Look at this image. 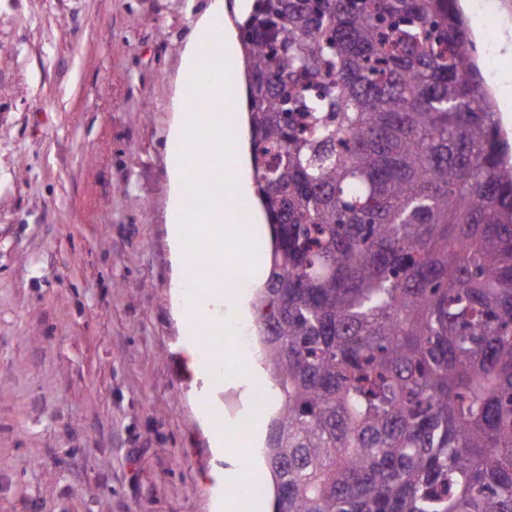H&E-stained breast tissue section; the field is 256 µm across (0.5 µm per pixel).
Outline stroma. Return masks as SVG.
I'll list each match as a JSON object with an SVG mask.
<instances>
[{
    "label": "stroma",
    "instance_id": "35a3bbf8",
    "mask_svg": "<svg viewBox=\"0 0 512 512\" xmlns=\"http://www.w3.org/2000/svg\"><path fill=\"white\" fill-rule=\"evenodd\" d=\"M213 0H0V512H214L258 362L192 373L166 145ZM493 99L512 0H464ZM212 441L216 452L224 456V462L229 463L233 469H236L234 473L245 471L251 466L252 462L247 453L238 452L230 455L226 454V448L230 447L229 440L226 436V432L224 431L223 423H217L214 425Z\"/></svg>",
    "mask_w": 512,
    "mask_h": 512
}]
</instances>
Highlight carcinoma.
I'll use <instances>...</instances> for the list:
<instances>
[{
    "instance_id": "cac0c4a2",
    "label": "carcinoma",
    "mask_w": 512,
    "mask_h": 512,
    "mask_svg": "<svg viewBox=\"0 0 512 512\" xmlns=\"http://www.w3.org/2000/svg\"><path fill=\"white\" fill-rule=\"evenodd\" d=\"M275 512H512V144L455 0L239 23Z\"/></svg>"
}]
</instances>
